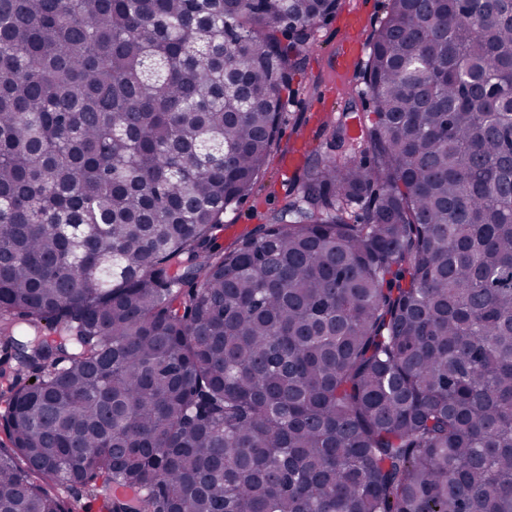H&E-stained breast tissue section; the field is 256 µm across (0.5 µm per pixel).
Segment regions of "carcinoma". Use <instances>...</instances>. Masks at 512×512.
I'll list each match as a JSON object with an SVG mask.
<instances>
[{"label": "carcinoma", "mask_w": 512, "mask_h": 512, "mask_svg": "<svg viewBox=\"0 0 512 512\" xmlns=\"http://www.w3.org/2000/svg\"><path fill=\"white\" fill-rule=\"evenodd\" d=\"M338 2L0 0V512H512V0L218 243Z\"/></svg>", "instance_id": "1"}]
</instances>
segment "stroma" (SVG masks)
<instances>
[{"mask_svg":"<svg viewBox=\"0 0 512 512\" xmlns=\"http://www.w3.org/2000/svg\"><path fill=\"white\" fill-rule=\"evenodd\" d=\"M388 0H341L337 13L321 21L304 72L295 76L283 98L286 102L279 133L278 158L272 159L251 193L224 215L225 224L249 231L264 223L266 216L279 208L288 192L291 177L279 161L292 148L297 134H306L312 148L326 149L322 123L327 115L342 116L350 131H358L361 119L373 112L369 94L359 77L364 61H357L344 79H337L334 58L347 32L346 15L362 21V42L370 44L375 30L386 15Z\"/></svg>","mask_w":512,"mask_h":512,"instance_id":"35a3bbf8","label":"stroma"}]
</instances>
